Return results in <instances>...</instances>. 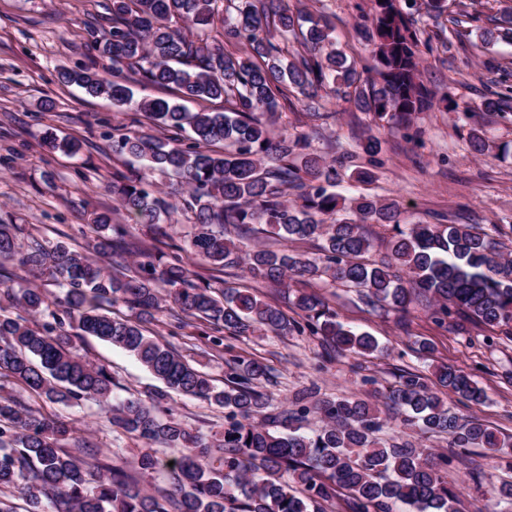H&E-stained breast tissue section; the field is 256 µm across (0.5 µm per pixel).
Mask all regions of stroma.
<instances>
[{
	"label": "stroma",
	"instance_id": "1",
	"mask_svg": "<svg viewBox=\"0 0 512 512\" xmlns=\"http://www.w3.org/2000/svg\"><path fill=\"white\" fill-rule=\"evenodd\" d=\"M111 2L0 0V222L50 239L68 236L88 256L94 253L90 218L95 213L111 212L113 223L128 224L132 239L146 241L151 236L147 227L129 224L108 186L113 173L126 168L125 158L112 152L117 127L150 133L153 125L142 113L116 108L108 99L88 96L58 79L60 69L80 70L90 64L91 23ZM289 5L327 15L348 61L364 64L367 52L358 24L362 14L370 13L372 0H290ZM464 7L480 18L465 24L462 39H449V20ZM501 9L500 0H474L470 5L448 0L447 16L422 19L428 42L423 80L437 94L456 101L458 111L420 113L404 131L372 121L339 98L320 100L324 116L315 120L290 96L280 101L276 132L305 133L311 151L329 161L356 153L367 136L378 137L381 163L373 169L370 193L397 201L406 223L433 224L442 215L487 229L512 222V157H501L498 151L500 145L512 144V109H481L485 98L512 89V41L504 38L503 25L495 21ZM45 98L55 100L53 111L39 110ZM473 127L489 141L485 154H473L466 146ZM46 129L79 140L78 157L44 146L40 134ZM296 288L326 297L338 320L375 336L383 354L345 352L328 359L311 336L261 332L225 337L224 349L218 352L194 338L190 327L151 323L147 330L218 380L232 359L261 360L273 378L266 391L280 410L291 408L295 395L308 388L323 399L368 400L383 421L382 439L401 437L437 453L452 452L446 476L460 496L462 512H512V503L496 493L502 481H512V456L488 459L479 448L451 451L450 436L403 427L400 415L382 396L405 370L429 379L440 366L462 370L485 397L475 402L451 394L448 403L462 418L479 420L512 440V338L462 317L436 323L425 307L404 316L375 311L353 289L331 288L317 279L298 282ZM423 341L432 345L431 353L420 352ZM82 349L91 361L108 365L129 392L144 395L159 386L134 358L110 344L90 338ZM36 405L46 416L74 423L81 438L100 450H119L129 460L140 451L138 441L112 432L94 403L65 406L40 399ZM168 406L175 417L202 433L224 428V410L217 405L176 395Z\"/></svg>",
	"mask_w": 512,
	"mask_h": 512
}]
</instances>
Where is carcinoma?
<instances>
[{"instance_id": "carcinoma-1", "label": "carcinoma", "mask_w": 512, "mask_h": 512, "mask_svg": "<svg viewBox=\"0 0 512 512\" xmlns=\"http://www.w3.org/2000/svg\"><path fill=\"white\" fill-rule=\"evenodd\" d=\"M419 15L418 0H374L365 35L377 78L362 79L322 18L293 12L288 0H112V16L94 36L98 61L80 73L62 70L60 78L118 107L133 104L153 122L158 135L130 129L112 141L115 155L141 168L116 173L108 189L134 223L157 235L176 204L155 189L152 174L177 177L194 233L185 255L163 262L153 244L129 241L127 225L96 215L97 253L139 256L116 276L65 241L30 235L24 243L17 225L0 222V270L12 261L31 273L47 270L61 289L3 290L0 378L52 403L92 399L112 431L144 444L130 469L85 442L68 448L69 424L47 419L0 385V512H327L341 490L348 512H393L397 502L413 512H459L443 475L448 458L408 441L382 443V423L366 400L311 402L304 393L295 408L277 411L264 392L270 376L262 362L234 361L219 386L143 327L171 302L175 327L195 319L197 336L213 349L224 347L226 334L259 329L306 333L329 352L379 351L374 337L337 321L326 298L295 292L291 304L300 314L290 319L248 287L214 291L194 270L202 261L219 270L242 264L256 283L323 279L356 289L367 306L386 312L406 314L425 301L441 324L456 314L512 331V253L484 227L403 224L394 200L336 191L343 162L306 152L303 135L291 140L272 129L278 84L286 81L302 102L341 86L359 111L399 126L432 111L436 96L420 79ZM228 45L243 50L229 53ZM126 70L176 90L180 102L134 99ZM216 100L224 109L185 106ZM45 139L71 156L80 149L51 132ZM369 221L393 232L390 252L378 262L364 259L371 242L362 225ZM251 224L265 225L282 248H243ZM300 239L321 240L319 252L288 248ZM118 305L128 314H114ZM88 337L134 356L164 388L145 399L117 396L112 370L79 353ZM436 382L466 399L484 397L452 367H440ZM172 392L224 408V430L209 438L171 414L160 417ZM384 396L403 410L404 426L450 434L453 448L512 451L487 425L461 421L419 373H401ZM313 410L326 425L305 433L302 422ZM155 472L165 473L168 487L151 492L137 475Z\"/></svg>"}]
</instances>
